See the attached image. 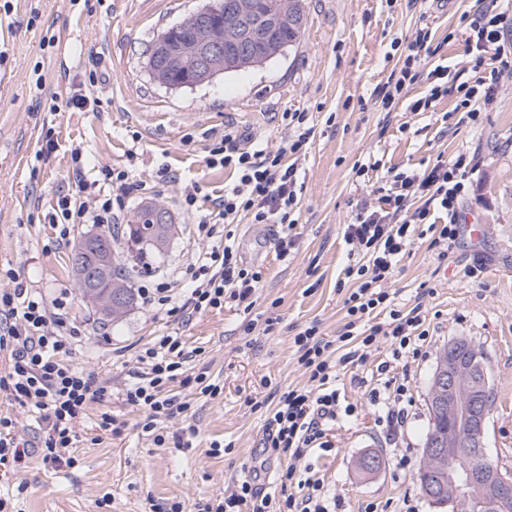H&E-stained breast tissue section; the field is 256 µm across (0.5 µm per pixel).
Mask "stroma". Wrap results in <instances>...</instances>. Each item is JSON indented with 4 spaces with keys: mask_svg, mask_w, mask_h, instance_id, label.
Returning a JSON list of instances; mask_svg holds the SVG:
<instances>
[{
    "mask_svg": "<svg viewBox=\"0 0 512 512\" xmlns=\"http://www.w3.org/2000/svg\"><path fill=\"white\" fill-rule=\"evenodd\" d=\"M208 0H0V289L23 286L47 298L69 296L68 318L81 335L70 361L95 378L111 379L110 400L92 403L76 425L77 465L49 466L36 445L43 431L38 411L0 400V414L17 423L31 451L20 467L0 474V491L9 493L13 512H164L171 500L196 512L198 502L222 493L247 475L258 453L267 414L280 395L306 385L293 337L315 324L335 339L346 322L344 281L348 247L344 227L389 168L420 171L437 156L464 153L476 167L460 208V224L482 227L479 240L461 234L447 261H439L427 225H417L412 246L397 264L387 286L393 305H421L426 354L392 366L413 404L405 433L387 442L368 400L376 387L378 364L390 361L391 348L379 343L362 374L346 368L336 383L355 414L328 431L329 451L314 450L303 463L335 493L339 512H434L415 480L428 430L429 380L440 349L465 336L487 354L493 385L487 444L493 458L512 470V78L504 79L479 121L455 111V99L436 101L432 111L408 106L427 94L419 81L404 89L398 105L385 110L373 91L401 67L417 28L431 33L420 50L428 67L443 65L471 76L462 14L476 15L480 0H305V31L300 43L264 65L230 72L193 89H169L154 82L148 53L158 35L178 24ZM55 36L54 47L42 45ZM41 64L42 89L32 83ZM97 84H89V74ZM88 89L97 105L82 112L64 108L70 89ZM308 113L314 137L297 164L303 182L296 210V245L280 259L272 227L241 223L236 245L244 266L262 269L255 295L260 313L251 334H244L242 311L194 314L177 323L141 302L120 321L104 317L86 302L74 280L70 258L90 224L71 228L66 240L45 224L58 198L78 197L79 178L71 165L73 149H83L89 164L130 167L135 177L152 179L169 167L173 183H161L148 201L169 212L171 238L161 259L151 260L159 275L179 276L208 244L177 204L181 182L200 187L199 203L210 207L230 175L206 169L208 130L234 124L246 141L277 148L286 136L282 112ZM53 128L57 149L40 152L41 132ZM135 159H128V149ZM367 165L357 175L359 165ZM146 199L127 200L134 212ZM477 267L476 277L465 274ZM274 326H266V318ZM178 332L196 357L188 371L206 369L219 384L217 396L195 394L187 417L164 425L167 433L191 422L197 438L190 448L158 447L145 436L142 414L127 406L119 392L136 369L148 343ZM114 416L117 432L99 429L102 413ZM225 449L211 454L212 442ZM380 454L385 465L361 476L357 461ZM407 457L409 466L397 462ZM111 506L101 505L103 494Z\"/></svg>",
    "mask_w": 512,
    "mask_h": 512,
    "instance_id": "stroma-1",
    "label": "stroma"
}]
</instances>
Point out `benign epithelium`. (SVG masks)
<instances>
[{
    "label": "benign epithelium",
    "instance_id": "7a95c632",
    "mask_svg": "<svg viewBox=\"0 0 512 512\" xmlns=\"http://www.w3.org/2000/svg\"><path fill=\"white\" fill-rule=\"evenodd\" d=\"M292 16L288 0H279L277 10L267 17L269 26H287ZM188 29L192 42L177 44L162 32L151 47L148 71L158 84L170 88H195L212 82L224 73V67L251 59L247 46L259 37L253 0H234L224 11V22L212 24L202 14L192 13L173 31ZM187 67L190 76L173 84L169 73ZM99 234L86 236L75 250V275L83 281L94 277L95 270L112 265L111 250L104 247L96 264L89 267L82 256L88 241ZM121 285L109 282L107 288L88 289L86 299L100 313L112 311L115 293ZM492 392L490 374L482 348L466 337H455L441 349L428 388L429 408L434 414L448 416V432L435 433L426 445V456L448 468V481L424 486L425 494L438 509L457 510L465 502L469 512H504L512 503V472L492 462L487 446Z\"/></svg>",
    "mask_w": 512,
    "mask_h": 512
}]
</instances>
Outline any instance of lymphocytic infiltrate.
<instances>
[{
	"mask_svg": "<svg viewBox=\"0 0 512 512\" xmlns=\"http://www.w3.org/2000/svg\"><path fill=\"white\" fill-rule=\"evenodd\" d=\"M511 9L503 0H496L494 7L482 9L468 22L465 42L469 52L480 57L498 47L503 21ZM429 38L427 28L415 31L402 67L391 73L377 92L382 106L391 107L406 87L423 76L430 83L429 92L413 101L410 111H428L439 97L453 90L458 95V109L471 121H478L481 106L494 99L505 76H512V63L504 62L497 70L476 71L471 79L451 87L446 83L447 67L439 65L425 73L420 70L418 51ZM280 121L290 136L274 150L242 146L241 135L230 127L212 131L206 167L233 168L237 179L225 187L223 198L212 210H199V187L194 183L184 187L178 204L191 216L198 238L212 241L213 246L180 278H160L152 288L139 286L143 305L176 321L227 305L252 314L263 272L241 264L234 228L245 217L255 224L272 225L278 256L287 257L294 249L293 214L302 185L297 165L287 163L286 157L305 154L313 134L307 113L285 112ZM474 167L473 157L464 154L449 160L439 158L423 172L399 171L393 173L390 187H377V204L364 205L345 230L351 260L345 275L357 283L344 301L347 321L333 341L323 337L314 325L295 334L293 343L308 374V384L284 392L267 418L262 452L288 460L276 474L279 493H267L260 471L254 470L224 493L209 497L199 512H336L337 501L323 482L298 470L297 464L309 449L326 448L328 427L355 412L353 405L343 404L335 386L337 367H365L373 348L382 341L389 342L393 360L421 356L417 336L422 324L420 309H394L386 283L399 257L411 245L415 225H429L439 260H447L449 249L460 236L459 209L469 191L467 175ZM171 180L164 167L151 181L135 178L122 167H99L95 176L83 175L81 201L59 199L49 221L63 227L116 223L128 197L152 194L156 184ZM437 210L446 214L447 223H432ZM65 305L60 296L48 301L24 288L0 290V350L11 357L8 367L0 370V396L42 411L46 424L41 441L43 461L72 466L76 463L69 454L77 441L74 427L90 402L111 396L112 382L94 380L71 364L79 330L69 322ZM378 309L388 310L389 322L365 324V317ZM192 356L178 333L159 337L141 350L133 380L122 388L124 402L142 412L141 430L156 446L171 439L177 447L189 448L196 436L190 425L172 437L160 428L165 420L188 409L186 402L170 394L171 383L200 387L212 396L220 392L217 385L209 383L206 372L187 371ZM379 370L387 379L381 387L370 390L369 401L378 409L387 439L394 441L403 434L412 400L404 384L389 375L388 363H381Z\"/></svg>",
	"mask_w": 512,
	"mask_h": 512,
	"instance_id": "lymphocytic-infiltrate-1",
	"label": "lymphocytic infiltrate"
}]
</instances>
